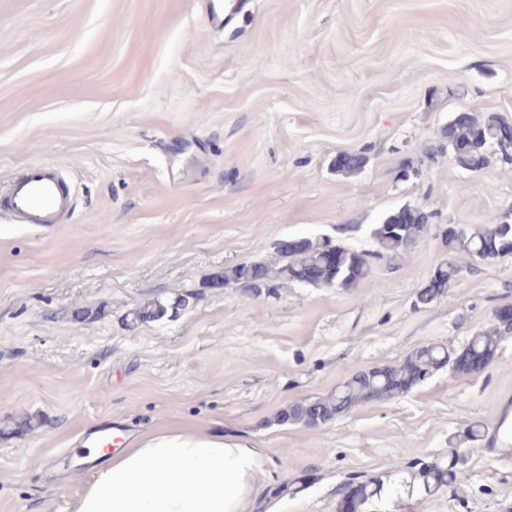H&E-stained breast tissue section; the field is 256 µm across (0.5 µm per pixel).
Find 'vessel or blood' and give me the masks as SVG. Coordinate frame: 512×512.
<instances>
[{
  "label": "vessel or blood",
  "instance_id": "obj_1",
  "mask_svg": "<svg viewBox=\"0 0 512 512\" xmlns=\"http://www.w3.org/2000/svg\"><path fill=\"white\" fill-rule=\"evenodd\" d=\"M71 200L69 186L55 166L38 163L13 178L0 205L16 223L49 227L64 222Z\"/></svg>",
  "mask_w": 512,
  "mask_h": 512
}]
</instances>
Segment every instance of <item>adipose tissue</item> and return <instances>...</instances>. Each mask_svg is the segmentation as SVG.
<instances>
[{"instance_id":"adipose-tissue-1","label":"adipose tissue","mask_w":512,"mask_h":512,"mask_svg":"<svg viewBox=\"0 0 512 512\" xmlns=\"http://www.w3.org/2000/svg\"><path fill=\"white\" fill-rule=\"evenodd\" d=\"M89 454L92 479L63 512H248L261 491L257 451L230 434L166 431Z\"/></svg>"}]
</instances>
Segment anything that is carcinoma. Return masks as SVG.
<instances>
[{"label": "carcinoma", "instance_id": "1", "mask_svg": "<svg viewBox=\"0 0 512 512\" xmlns=\"http://www.w3.org/2000/svg\"><path fill=\"white\" fill-rule=\"evenodd\" d=\"M508 123L501 115L478 116L472 109L466 120H450L428 149L430 159L448 156L459 168L479 171L494 158L512 154V144L495 137V132ZM366 164V157L346 153L336 157V173L351 176ZM431 214L421 208L403 206L388 214L374 229L378 251L375 258L395 261L408 253L418 237L429 229ZM448 247V259L432 271L427 285L415 294L414 306L426 307L440 298L459 278L463 265L487 261L512 254V223L450 225L442 230ZM279 261L272 263H239L224 268L212 280L214 286H236L246 294L259 295L288 282L314 287L331 285L353 288L370 273L368 254L349 250L328 238L296 239L288 247H275ZM171 302L153 299L130 313L129 325L155 322L169 313ZM499 326L475 332L464 350L479 354L486 362L495 357L500 331L512 330V322L498 320ZM461 351L437 343L418 345L398 364L356 371L336 392L316 399L296 401L283 410L279 421L317 426L349 413L360 404L390 399L404 394L442 370L451 373L470 372L460 365ZM462 460L455 448L448 455L408 470V476L394 486L381 476L363 481L357 490L338 503V512H376L377 504L391 493L408 496H432L443 488L466 479Z\"/></svg>", "mask_w": 512, "mask_h": 512}]
</instances>
